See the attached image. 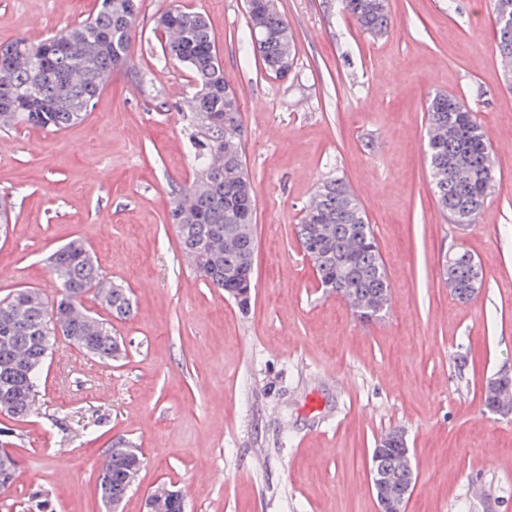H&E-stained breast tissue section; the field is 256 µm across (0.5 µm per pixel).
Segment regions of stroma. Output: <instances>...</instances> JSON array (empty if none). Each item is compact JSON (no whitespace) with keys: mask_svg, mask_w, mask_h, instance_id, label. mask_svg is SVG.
<instances>
[{"mask_svg":"<svg viewBox=\"0 0 512 512\" xmlns=\"http://www.w3.org/2000/svg\"><path fill=\"white\" fill-rule=\"evenodd\" d=\"M293 33L287 75L245 40V0H140V52L115 69L67 130L1 131L0 297L58 295L47 257L74 238L134 312L111 319L127 355L106 362L57 340L35 410L17 429L14 484L0 512L48 492L53 512H103L98 462L114 439L144 466L121 512H146L159 483L186 512H378L372 449L396 428L416 483L407 512H512V414L485 412L481 386L512 367V85L494 46L493 0H389L385 34L363 32L341 0H276ZM97 0H0V45L77 24ZM181 7L214 31L241 102L255 193V280L239 308L181 252L170 211L192 178L184 102L190 72L155 18ZM456 96L482 124L495 182L475 223H449L429 181L426 105ZM343 178L385 261L386 315L364 323L318 286L295 227L317 185ZM470 251L484 286L458 301L441 258ZM483 487L480 497L471 485Z\"/></svg>","mask_w":512,"mask_h":512,"instance_id":"35a3bbf8","label":"stroma"}]
</instances>
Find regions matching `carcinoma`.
Listing matches in <instances>:
<instances>
[{
    "mask_svg": "<svg viewBox=\"0 0 512 512\" xmlns=\"http://www.w3.org/2000/svg\"><path fill=\"white\" fill-rule=\"evenodd\" d=\"M343 9L369 35L387 31L388 0H342ZM248 38L266 70L290 69L294 43L287 21L273 0H246ZM138 0H100L97 11L79 24L39 41L19 38L0 46L10 63L0 69V128L28 125L58 132L82 122L93 100L128 59L127 46ZM495 48L512 72V0H494ZM169 56L192 73L194 92L186 118L194 128L192 180L179 190L170 212L183 253L213 288L228 298L237 288L239 268L255 258V196L246 168L243 125L236 91L224 78L216 36L199 12L170 9L158 19ZM428 165L439 208L454 224H473L494 179L489 142L465 105L447 93L429 102ZM300 246L312 255L321 287L355 300L354 311L378 315L388 307L390 284L372 226L357 196L341 177L322 182L296 225ZM60 294L48 302L34 288H18L0 300V413L18 421L32 412L29 390L39 380L46 355L58 335L101 359L123 357L112 325L87 311L82 300L93 291L118 319L133 313L128 289L103 278L83 241L73 239L48 258ZM443 273L453 295L469 300L484 284L481 265L466 250L448 255ZM501 401L512 411V385L482 400ZM141 458L138 448L118 440L109 449L98 479L106 512L125 499L128 481ZM408 451L394 447L371 471L408 483ZM18 462L0 452V489L13 483ZM148 512H180L176 492L161 487L147 499Z\"/></svg>",
    "mask_w": 512,
    "mask_h": 512,
    "instance_id": "obj_1",
    "label": "carcinoma"
}]
</instances>
